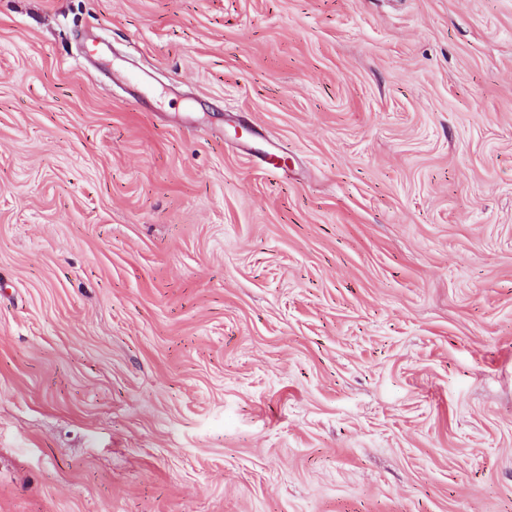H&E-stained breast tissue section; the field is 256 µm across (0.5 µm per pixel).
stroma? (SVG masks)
<instances>
[{
    "instance_id": "obj_1",
    "label": "stroma",
    "mask_w": 512,
    "mask_h": 512,
    "mask_svg": "<svg viewBox=\"0 0 512 512\" xmlns=\"http://www.w3.org/2000/svg\"><path fill=\"white\" fill-rule=\"evenodd\" d=\"M0 512H512V0H0Z\"/></svg>"
}]
</instances>
